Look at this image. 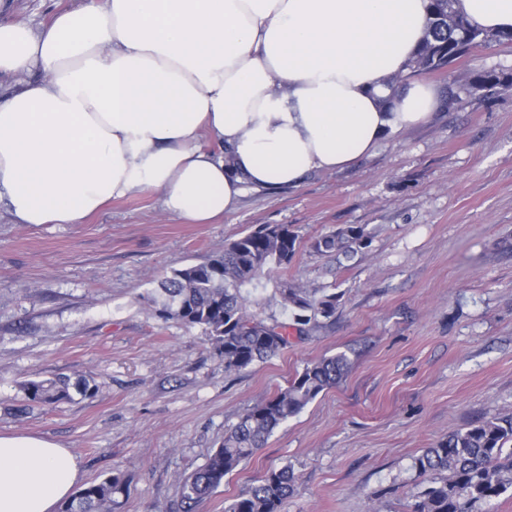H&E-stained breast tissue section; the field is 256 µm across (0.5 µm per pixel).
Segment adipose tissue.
Returning <instances> with one entry per match:
<instances>
[{"label":"adipose tissue","mask_w":512,"mask_h":512,"mask_svg":"<svg viewBox=\"0 0 512 512\" xmlns=\"http://www.w3.org/2000/svg\"><path fill=\"white\" fill-rule=\"evenodd\" d=\"M454 8L512 30V0ZM428 15L429 0H84L40 30L0 22V71L45 73L0 94V204L16 224H80L155 191L205 224L246 187L348 166L434 109L432 85L400 80ZM78 478L59 444L0 435V512H55Z\"/></svg>","instance_id":"ef3b65f1"}]
</instances>
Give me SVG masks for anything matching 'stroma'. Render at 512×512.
Returning <instances> with one entry per match:
<instances>
[{"mask_svg": "<svg viewBox=\"0 0 512 512\" xmlns=\"http://www.w3.org/2000/svg\"><path fill=\"white\" fill-rule=\"evenodd\" d=\"M83 0H0V17L39 28ZM512 74V43L472 52L449 78ZM280 224L301 245L285 272L338 295L336 314L241 372L202 328L154 312L146 295L244 233ZM363 225L367 247L315 252L316 237ZM346 352L353 368L228 475L202 512L290 465L283 512H409L414 461L451 432L512 414V88L437 106L298 186L245 189L209 224L164 213L154 192L118 199L82 224H15L0 209V434L70 449L79 487L122 474L115 512H178L180 481L246 409L307 363ZM88 376L95 398L42 406L27 379Z\"/></svg>", "mask_w": 512, "mask_h": 512, "instance_id": "obj_1", "label": "stroma"}]
</instances>
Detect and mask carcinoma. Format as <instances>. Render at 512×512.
Instances as JSON below:
<instances>
[{
    "label": "carcinoma",
    "instance_id": "obj_1",
    "mask_svg": "<svg viewBox=\"0 0 512 512\" xmlns=\"http://www.w3.org/2000/svg\"><path fill=\"white\" fill-rule=\"evenodd\" d=\"M454 0H431L427 35L409 63V74L445 72L472 51L493 43L512 42V33H491L471 23L453 8ZM497 85L512 87V76L476 75L447 88V104L461 95H477ZM369 236L362 225H345L314 239L311 247L321 254L354 253ZM301 243L300 235L279 225H265L224 245V252L206 261L177 270L163 278L150 306L164 319L188 327H200L211 344L224 355V369L241 372L257 361L274 356L288 345V330L300 335L321 326L336 313V294L303 288L281 278L274 282L273 269H286ZM274 283L283 312L291 321L249 310ZM352 364L338 352L307 364L271 398L250 408L224 437V442L199 468L184 477L180 487L181 512H199L200 507L274 431L296 416L322 392L335 386ZM28 400L51 405L62 400L96 395L97 386L82 377L71 380L29 379L22 383ZM425 485L415 496L410 512H474L512 492V416L493 415L458 429L427 448L415 459ZM295 476L284 465L266 472L260 482L235 497L224 512H281L292 494ZM126 489L125 478L116 473L92 483L65 503L62 512H113L115 495Z\"/></svg>",
    "mask_w": 512,
    "mask_h": 512
}]
</instances>
